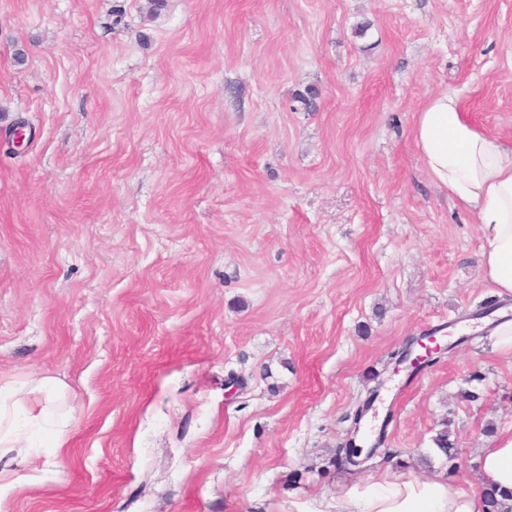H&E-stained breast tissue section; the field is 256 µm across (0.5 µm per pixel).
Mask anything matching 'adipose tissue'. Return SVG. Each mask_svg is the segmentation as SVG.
Here are the masks:
<instances>
[{"mask_svg":"<svg viewBox=\"0 0 512 512\" xmlns=\"http://www.w3.org/2000/svg\"><path fill=\"white\" fill-rule=\"evenodd\" d=\"M412 136L432 182L447 191L479 225L484 278L495 293L512 295V142L474 126L457 94L431 96L416 112ZM64 385L53 378L0 384V502L15 492L14 463L36 440L60 449L70 422L61 406ZM485 485L512 491V431L484 449ZM481 495L436 480L393 478L351 487L317 512H483Z\"/></svg>","mask_w":512,"mask_h":512,"instance_id":"obj_1","label":"adipose tissue"}]
</instances>
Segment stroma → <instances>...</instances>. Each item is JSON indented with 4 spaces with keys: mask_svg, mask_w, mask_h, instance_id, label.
<instances>
[{
    "mask_svg": "<svg viewBox=\"0 0 512 512\" xmlns=\"http://www.w3.org/2000/svg\"><path fill=\"white\" fill-rule=\"evenodd\" d=\"M446 91L512 141V0H0V383L72 408L0 512L481 490L512 297L477 318L479 229L413 141ZM445 325L458 346L395 370ZM355 425L385 443L337 466Z\"/></svg>",
    "mask_w": 512,
    "mask_h": 512,
    "instance_id": "1",
    "label": "stroma"
}]
</instances>
